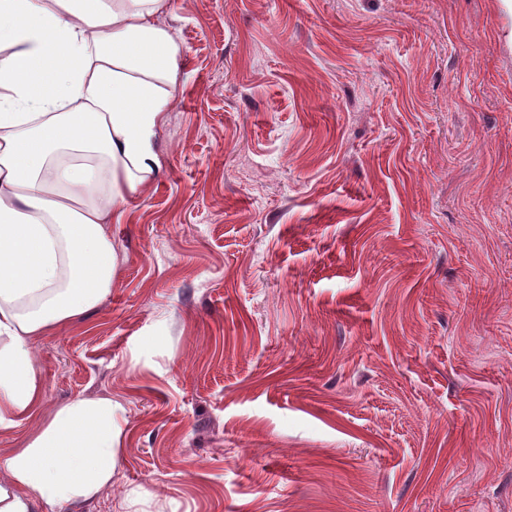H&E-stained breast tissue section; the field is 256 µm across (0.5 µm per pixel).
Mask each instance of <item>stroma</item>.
I'll use <instances>...</instances> for the list:
<instances>
[{
	"instance_id": "1",
	"label": "stroma",
	"mask_w": 512,
	"mask_h": 512,
	"mask_svg": "<svg viewBox=\"0 0 512 512\" xmlns=\"http://www.w3.org/2000/svg\"><path fill=\"white\" fill-rule=\"evenodd\" d=\"M162 170L112 292L34 343L111 396L80 512H512V16L500 0H171Z\"/></svg>"
}]
</instances>
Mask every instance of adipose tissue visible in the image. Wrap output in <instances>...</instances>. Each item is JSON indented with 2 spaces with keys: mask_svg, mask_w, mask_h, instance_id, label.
<instances>
[{
  "mask_svg": "<svg viewBox=\"0 0 512 512\" xmlns=\"http://www.w3.org/2000/svg\"><path fill=\"white\" fill-rule=\"evenodd\" d=\"M170 0H0V428L41 404L32 342L112 290V215L162 168L179 74ZM107 396L0 454V512H72L111 487Z\"/></svg>",
  "mask_w": 512,
  "mask_h": 512,
  "instance_id": "adipose-tissue-1",
  "label": "adipose tissue"
}]
</instances>
